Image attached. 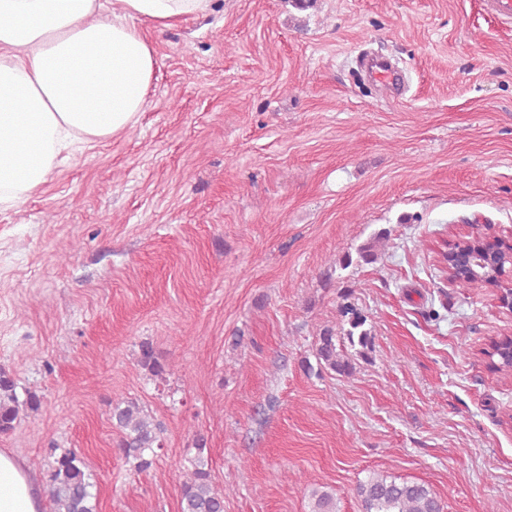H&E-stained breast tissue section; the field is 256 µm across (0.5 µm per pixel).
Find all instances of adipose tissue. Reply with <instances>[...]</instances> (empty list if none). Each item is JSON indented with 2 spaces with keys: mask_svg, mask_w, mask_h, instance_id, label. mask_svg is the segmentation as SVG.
Masks as SVG:
<instances>
[{
  "mask_svg": "<svg viewBox=\"0 0 512 512\" xmlns=\"http://www.w3.org/2000/svg\"><path fill=\"white\" fill-rule=\"evenodd\" d=\"M212 0H0V208L18 207L59 156L133 126L155 52L138 20L167 28ZM39 489L0 452V512H40Z\"/></svg>",
  "mask_w": 512,
  "mask_h": 512,
  "instance_id": "obj_1",
  "label": "adipose tissue"
}]
</instances>
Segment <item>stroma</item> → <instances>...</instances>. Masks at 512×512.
Returning a JSON list of instances; mask_svg holds the SVG:
<instances>
[{
    "label": "stroma",
    "instance_id": "35a3bbf8",
    "mask_svg": "<svg viewBox=\"0 0 512 512\" xmlns=\"http://www.w3.org/2000/svg\"><path fill=\"white\" fill-rule=\"evenodd\" d=\"M137 27L156 53L138 122L0 210V365L44 399L0 451L45 491L47 461L82 454L97 512H180L197 432L224 512H310L315 489L362 512L373 470L445 512H512V373L486 357L512 313L439 257L512 235V26L481 0H213ZM365 54L402 71V97ZM346 302L373 351L307 375ZM118 395L166 426L140 475L115 448ZM138 347L139 365L149 373L150 377L162 380L168 373L170 366L159 360L149 340H142Z\"/></svg>",
    "mask_w": 512,
    "mask_h": 512
}]
</instances>
